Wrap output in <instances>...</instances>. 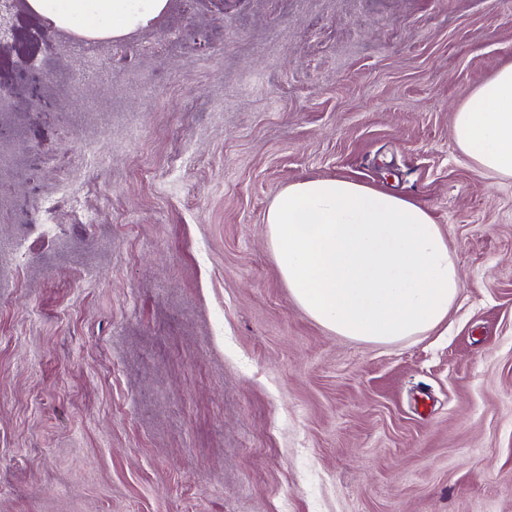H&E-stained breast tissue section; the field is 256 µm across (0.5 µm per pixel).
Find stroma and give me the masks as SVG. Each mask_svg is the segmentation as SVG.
<instances>
[{"mask_svg":"<svg viewBox=\"0 0 512 512\" xmlns=\"http://www.w3.org/2000/svg\"><path fill=\"white\" fill-rule=\"evenodd\" d=\"M510 61L512 0H169L85 45L15 0L0 512H512V178L452 138ZM335 176L430 211L442 326L368 344L294 302L266 210ZM63 183L93 221L40 238L16 202Z\"/></svg>","mask_w":512,"mask_h":512,"instance_id":"35a3bbf8","label":"stroma"}]
</instances>
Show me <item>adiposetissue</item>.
<instances>
[{"instance_id": "1", "label": "adipose tissue", "mask_w": 512, "mask_h": 512, "mask_svg": "<svg viewBox=\"0 0 512 512\" xmlns=\"http://www.w3.org/2000/svg\"><path fill=\"white\" fill-rule=\"evenodd\" d=\"M28 10L88 40L148 25L168 0H26ZM452 138L478 167L512 178V63L458 106ZM269 246L296 303L340 336L393 343L448 316L461 279L445 237L422 207L358 181L288 184L265 215Z\"/></svg>"}]
</instances>
